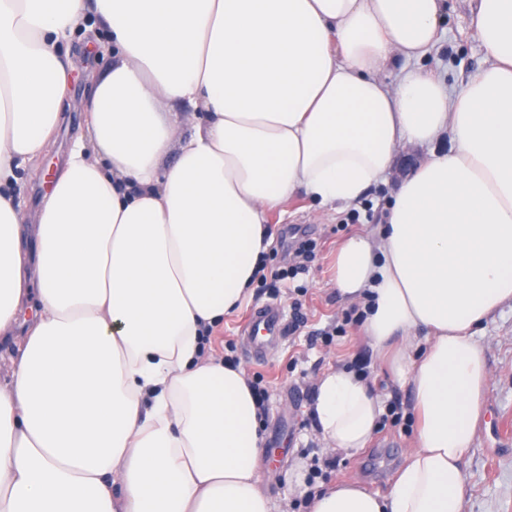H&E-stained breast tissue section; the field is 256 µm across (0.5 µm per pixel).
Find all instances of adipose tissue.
Returning <instances> with one entry per match:
<instances>
[{
  "label": "adipose tissue",
  "mask_w": 512,
  "mask_h": 512,
  "mask_svg": "<svg viewBox=\"0 0 512 512\" xmlns=\"http://www.w3.org/2000/svg\"><path fill=\"white\" fill-rule=\"evenodd\" d=\"M444 8L0 0V512H270L261 410L211 337L252 295L272 210L299 192L345 210L443 138L335 258L416 441L386 494L352 479L308 509L463 512L489 382L474 335L512 301V0H476L490 64L461 87L421 66ZM77 33L112 55L80 97ZM77 104L85 129L25 224L19 173ZM311 412L326 448L358 451L384 405L339 367Z\"/></svg>",
  "instance_id": "adipose-tissue-1"
}]
</instances>
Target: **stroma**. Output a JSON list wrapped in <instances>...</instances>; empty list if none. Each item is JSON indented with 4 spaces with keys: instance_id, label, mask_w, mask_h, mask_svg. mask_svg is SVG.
<instances>
[{
    "instance_id": "obj_1",
    "label": "stroma",
    "mask_w": 512,
    "mask_h": 512,
    "mask_svg": "<svg viewBox=\"0 0 512 512\" xmlns=\"http://www.w3.org/2000/svg\"><path fill=\"white\" fill-rule=\"evenodd\" d=\"M474 6L475 0H447L441 21L445 35L422 61L451 87L475 79L489 65L481 37L470 23ZM83 125V113L70 112L56 147L39 161L36 172H22L15 192L27 213H34L40 193L49 188L46 171L58 167ZM427 155V149L420 146L403 150L385 183L371 188L358 206L343 212L317 210L301 193L290 200L287 215L271 212L274 235L301 226L308 252L295 259L280 243H273L264 256L267 270L293 266L296 275L257 283L250 303L225 316L223 326L212 336L213 354L237 359L251 381L266 391L263 431L267 452L259 480L276 512H307L313 494L352 478L368 491L387 492L412 446L415 421L409 396L393 384L383 362L372 358L359 332L356 305L334 285V265L341 239L384 223L387 204L401 180ZM265 308L277 311L290 331L280 344L255 355L244 322L252 312ZM476 342L490 380L478 435L461 462L463 512H512V437H498L490 419L495 411L512 418L511 302L500 306L482 325ZM344 366L366 374L384 394L386 404L399 408L398 416L381 418L369 448L359 452L323 448L310 411L316 379L330 368Z\"/></svg>"
}]
</instances>
